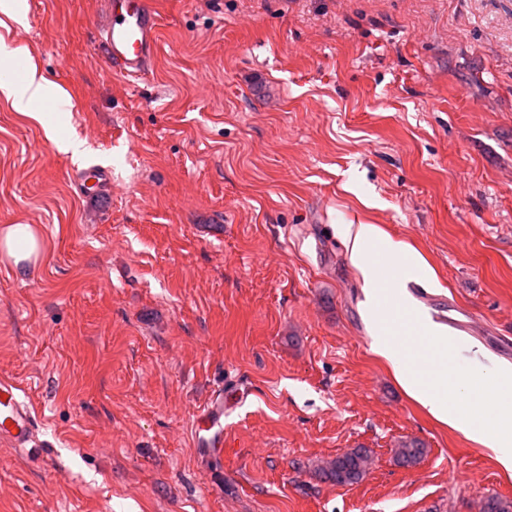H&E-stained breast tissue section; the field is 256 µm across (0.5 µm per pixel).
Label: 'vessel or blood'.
Returning <instances> with one entry per match:
<instances>
[{"mask_svg": "<svg viewBox=\"0 0 512 512\" xmlns=\"http://www.w3.org/2000/svg\"><path fill=\"white\" fill-rule=\"evenodd\" d=\"M159 17L150 0H104L100 45L114 73L141 76L157 51ZM37 416L26 390L15 381L0 378V443L33 450ZM197 444L203 448L224 446V396L213 395L197 425Z\"/></svg>", "mask_w": 512, "mask_h": 512, "instance_id": "b4317fda", "label": "vessel or blood"}]
</instances>
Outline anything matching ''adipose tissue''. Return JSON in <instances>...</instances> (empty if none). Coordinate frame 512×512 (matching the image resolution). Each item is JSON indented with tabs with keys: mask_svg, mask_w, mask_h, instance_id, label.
Here are the masks:
<instances>
[{
	"mask_svg": "<svg viewBox=\"0 0 512 512\" xmlns=\"http://www.w3.org/2000/svg\"><path fill=\"white\" fill-rule=\"evenodd\" d=\"M22 62L21 80L0 79V96L14 111L37 117V105L48 104L59 113L70 112L72 102L56 84L48 81L27 48L10 47L0 35V62ZM351 259L364 282L366 316L371 327V349L392 370L404 391L427 410L436 421L448 425L479 445L492 449L500 465L512 471V400L501 412L506 423L482 424L472 419L470 407L451 402L454 393L471 387L476 372L456 369L458 347L447 327L429 320L415 322L410 336L395 342L388 327L393 317L410 315L417 303L410 293H403L402 309L380 303L386 285H398L422 259L415 251L384 240L372 224H351L346 231ZM40 237L28 224L0 227V258L25 270L42 257Z\"/></svg>",
	"mask_w": 512,
	"mask_h": 512,
	"instance_id": "1",
	"label": "adipose tissue"
}]
</instances>
